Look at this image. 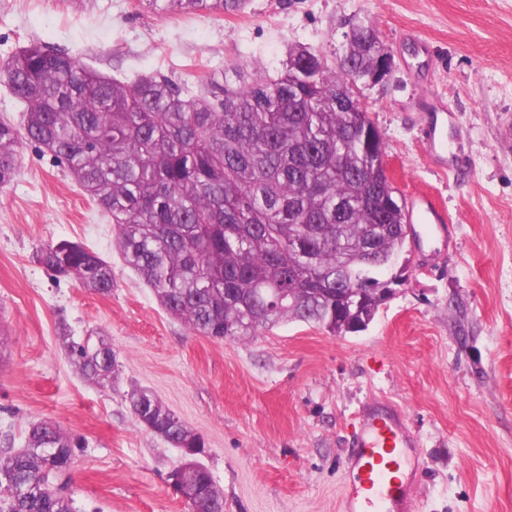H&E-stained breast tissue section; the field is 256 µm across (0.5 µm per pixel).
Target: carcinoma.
Here are the masks:
<instances>
[{
	"instance_id": "obj_1",
	"label": "carcinoma",
	"mask_w": 512,
	"mask_h": 512,
	"mask_svg": "<svg viewBox=\"0 0 512 512\" xmlns=\"http://www.w3.org/2000/svg\"><path fill=\"white\" fill-rule=\"evenodd\" d=\"M159 14L224 13L242 0H140ZM384 47L357 24L334 63L308 47L288 52L283 71L214 72L191 91L165 76H106L64 50L33 42L0 68L24 105L23 125L0 119V188L18 172L27 139L66 165L115 224L113 248L171 317L213 340L256 336L285 321L332 335L370 322L386 303L388 260L405 247V204L383 162L381 133L367 107L345 110L336 87L364 82ZM322 65L299 80L306 56ZM39 262L100 295L112 267L60 240ZM361 290L367 304L358 302ZM81 374L112 384L116 355L95 333L71 347ZM137 420L192 462L185 481L203 512L224 496L195 459L202 438L149 389L129 397ZM75 444L50 422L25 446L0 455V512H76L63 495Z\"/></svg>"
}]
</instances>
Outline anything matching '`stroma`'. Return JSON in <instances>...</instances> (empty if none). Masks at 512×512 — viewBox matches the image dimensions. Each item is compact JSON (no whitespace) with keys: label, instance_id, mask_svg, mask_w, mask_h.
Listing matches in <instances>:
<instances>
[{"label":"stroma","instance_id":"35a3bbf8","mask_svg":"<svg viewBox=\"0 0 512 512\" xmlns=\"http://www.w3.org/2000/svg\"><path fill=\"white\" fill-rule=\"evenodd\" d=\"M361 21L394 57L389 81L361 88L388 175L452 225L451 243L421 236L406 283L362 332L289 321L243 339L195 335L125 266L114 225L64 166L20 147L0 188V447L23 448L35 422L59 425L78 443L77 512H190L170 480L180 449L130 409L139 388L202 437L224 512H345L350 432L378 399L401 406L419 438L415 512H512V0H247L196 16L137 0H0V64L40 42L108 76L196 88L246 61L277 75L297 44L335 59ZM438 97L455 174L425 149ZM61 240L111 262V294L38 261ZM93 331L117 355L105 389L69 353Z\"/></svg>","mask_w":512,"mask_h":512}]
</instances>
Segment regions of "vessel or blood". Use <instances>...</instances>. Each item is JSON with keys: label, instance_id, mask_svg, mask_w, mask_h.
<instances>
[{"label": "vessel or blood", "instance_id": "obj_1", "mask_svg": "<svg viewBox=\"0 0 512 512\" xmlns=\"http://www.w3.org/2000/svg\"><path fill=\"white\" fill-rule=\"evenodd\" d=\"M406 221L422 225L427 234L450 238V227L428 196L410 195ZM352 452L345 462L347 512H412L413 502L394 472L414 447L396 407L365 408L356 415Z\"/></svg>", "mask_w": 512, "mask_h": 512}]
</instances>
